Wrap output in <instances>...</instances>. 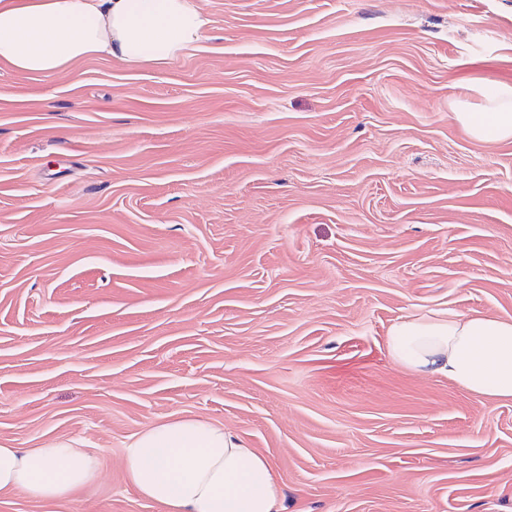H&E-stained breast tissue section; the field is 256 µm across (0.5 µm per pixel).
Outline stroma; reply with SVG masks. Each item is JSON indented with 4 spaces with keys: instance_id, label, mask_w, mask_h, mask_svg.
I'll return each mask as SVG.
<instances>
[{
    "instance_id": "35a3bbf8",
    "label": "stroma",
    "mask_w": 512,
    "mask_h": 512,
    "mask_svg": "<svg viewBox=\"0 0 512 512\" xmlns=\"http://www.w3.org/2000/svg\"><path fill=\"white\" fill-rule=\"evenodd\" d=\"M165 65L0 63V444L100 477L0 512H157L124 459L174 415L274 464L283 512H512V401L398 366L425 312L512 319V0H195ZM483 112H470L466 102L455 106L454 118L472 138L478 141H512V85L499 87L487 98Z\"/></svg>"
}]
</instances>
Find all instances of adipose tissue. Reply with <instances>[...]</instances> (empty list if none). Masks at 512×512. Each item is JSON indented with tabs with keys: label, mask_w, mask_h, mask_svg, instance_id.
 I'll use <instances>...</instances> for the list:
<instances>
[{
	"label": "adipose tissue",
	"mask_w": 512,
	"mask_h": 512,
	"mask_svg": "<svg viewBox=\"0 0 512 512\" xmlns=\"http://www.w3.org/2000/svg\"><path fill=\"white\" fill-rule=\"evenodd\" d=\"M208 20L191 0H0V62L48 75L96 56L164 65L201 37ZM455 120L478 141H512V85L481 111L458 102ZM394 362L440 374L484 398L512 400V319L485 313H422L388 332ZM90 448L0 445V492L31 500L71 499L97 478ZM130 486L160 512H282L271 461L243 439L196 417H173L136 435L127 449Z\"/></svg>",
	"instance_id": "1"
}]
</instances>
